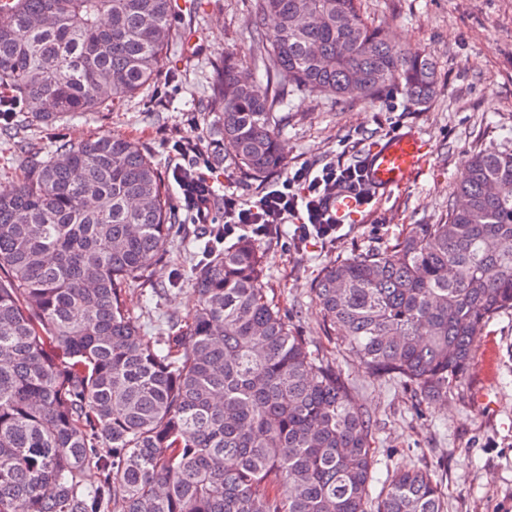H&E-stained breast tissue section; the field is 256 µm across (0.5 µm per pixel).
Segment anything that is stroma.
<instances>
[{"label":"stroma","instance_id":"1","mask_svg":"<svg viewBox=\"0 0 512 512\" xmlns=\"http://www.w3.org/2000/svg\"><path fill=\"white\" fill-rule=\"evenodd\" d=\"M172 39L153 86L108 110L25 128V148L0 140V185L19 180L54 142L122 135L153 157L171 200L174 141L210 145L202 102L225 53L241 60L258 86L267 83L256 57L250 0H177ZM367 20L385 26L399 45L430 54L438 86L413 104L392 89L373 100L341 103L291 92L279 126L285 170L304 163L364 161L391 135L418 131L429 144L421 170L385 197L366 204L362 220L335 240L292 244V225L258 239L266 295L309 350L336 362L367 418L374 459L369 493L378 500L402 468L428 471L444 512H512V311L481 328L465 379L443 402H428L406 384L369 378L356 358L323 327L313 283L328 263L394 245L413 225L438 223L471 155L512 152V0H362ZM209 237L178 234L149 283L126 295L131 318L149 335L187 320L195 307L192 269Z\"/></svg>","mask_w":512,"mask_h":512}]
</instances>
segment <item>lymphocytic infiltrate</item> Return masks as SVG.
I'll return each mask as SVG.
<instances>
[{
  "mask_svg": "<svg viewBox=\"0 0 512 512\" xmlns=\"http://www.w3.org/2000/svg\"><path fill=\"white\" fill-rule=\"evenodd\" d=\"M173 179L184 198L190 199L199 224L220 223L225 237L251 235L256 238L278 233L282 225H293L292 238L301 244L310 239L335 237L340 226L330 208L338 188L356 193L360 202H369L364 169L328 162L322 167L299 166L286 173L274 187L254 199L241 200L224 194L223 215L215 217L216 190L202 172L208 158L197 145L179 143Z\"/></svg>",
  "mask_w": 512,
  "mask_h": 512,
  "instance_id": "f902f5d3",
  "label": "lymphocytic infiltrate"
}]
</instances>
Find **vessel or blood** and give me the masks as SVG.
<instances>
[{"label": "vessel or blood", "mask_w": 512, "mask_h": 512, "mask_svg": "<svg viewBox=\"0 0 512 512\" xmlns=\"http://www.w3.org/2000/svg\"><path fill=\"white\" fill-rule=\"evenodd\" d=\"M426 156L427 145L419 132L389 137L370 152L365 166L366 182L376 194L399 187L423 167ZM331 206L337 223H360L361 204L352 194L345 192L336 196Z\"/></svg>", "instance_id": "vessel-or-blood-1"}]
</instances>
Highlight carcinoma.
<instances>
[{
    "label": "carcinoma",
    "mask_w": 512,
    "mask_h": 512,
    "mask_svg": "<svg viewBox=\"0 0 512 512\" xmlns=\"http://www.w3.org/2000/svg\"><path fill=\"white\" fill-rule=\"evenodd\" d=\"M175 0H0V132L100 112L153 82ZM263 90L224 57L204 109L211 163L282 169L274 111L290 90L337 101L435 93L426 54L369 23L361 0H252ZM275 20L269 34L266 18ZM179 211L134 140L62 142L0 186V512H371V430L336 364L265 294L241 239L191 275L179 332L147 336L127 289L166 255ZM327 333L365 372L448 397L482 324L512 310V153L484 151L436 224L327 264ZM97 474L88 487L84 477ZM377 512H444L430 473L397 472Z\"/></svg>",
    "instance_id": "obj_1"
}]
</instances>
